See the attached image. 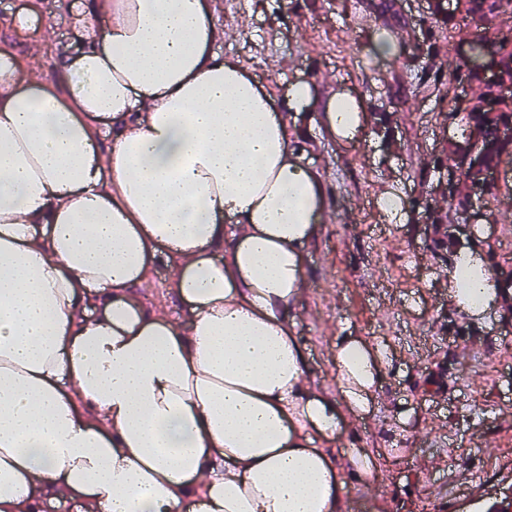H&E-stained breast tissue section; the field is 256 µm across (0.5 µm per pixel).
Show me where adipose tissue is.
Returning <instances> with one entry per match:
<instances>
[{
	"label": "adipose tissue",
	"mask_w": 512,
	"mask_h": 512,
	"mask_svg": "<svg viewBox=\"0 0 512 512\" xmlns=\"http://www.w3.org/2000/svg\"><path fill=\"white\" fill-rule=\"evenodd\" d=\"M75 23L63 90L0 49V512H342L374 457L326 448L384 360L344 336L339 397L306 377L288 311L322 186L287 117L213 53L207 0H89ZM159 256L188 324L142 299ZM448 288L473 320L512 298L473 249Z\"/></svg>",
	"instance_id": "1"
}]
</instances>
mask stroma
<instances>
[{
	"label": "stroma",
	"instance_id": "35a3bbf8",
	"mask_svg": "<svg viewBox=\"0 0 512 512\" xmlns=\"http://www.w3.org/2000/svg\"><path fill=\"white\" fill-rule=\"evenodd\" d=\"M224 30L212 49L240 60L289 110L294 83L316 102L289 133L296 157L322 181L323 218L305 254V283L290 312L314 388L338 396L332 349L351 334L385 354V375L366 413L349 416L329 452L374 453L373 483L353 484L343 512H496L512 493V305L478 322L448 301L449 245L490 246L500 280H512V155L478 236L454 220L448 160L461 131L448 119L452 63L468 52L456 0H208ZM85 0H39L33 32L0 26V48L38 66L55 89L54 52L78 44ZM390 34L396 52L372 55ZM354 101L363 125L332 136L324 112L335 95ZM399 197L401 219L386 215Z\"/></svg>",
	"mask_w": 512,
	"mask_h": 512
}]
</instances>
